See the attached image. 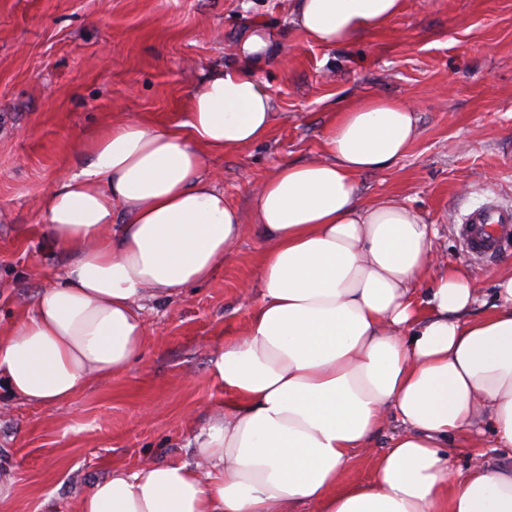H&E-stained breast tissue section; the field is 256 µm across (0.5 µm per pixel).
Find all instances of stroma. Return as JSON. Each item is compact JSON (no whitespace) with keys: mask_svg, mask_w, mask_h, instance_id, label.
<instances>
[{"mask_svg":"<svg viewBox=\"0 0 512 512\" xmlns=\"http://www.w3.org/2000/svg\"><path fill=\"white\" fill-rule=\"evenodd\" d=\"M291 0H0V336L70 262L48 234L41 198L82 168L112 117L174 126L204 74L237 61L257 22L285 31L261 73L276 120L258 145L206 161L224 199L249 210L283 162L319 155L326 126L366 96L415 109L418 135L389 168L360 175L362 202L400 198L436 225V252L462 266L482 299L512 268V247L471 257L462 214L512 205V0H405L384 29L349 46L313 43ZM263 240L247 235L211 279L145 313L147 343L123 375L63 406H32L0 382V512H78L112 468L178 462L205 472L190 441L224 403L211 367L248 321Z\"/></svg>","mask_w":512,"mask_h":512,"instance_id":"stroma-1","label":"stroma"}]
</instances>
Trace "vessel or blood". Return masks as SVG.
<instances>
[{
    "label": "vessel or blood",
    "instance_id": "b4317fda",
    "mask_svg": "<svg viewBox=\"0 0 512 512\" xmlns=\"http://www.w3.org/2000/svg\"><path fill=\"white\" fill-rule=\"evenodd\" d=\"M457 232L467 252L489 259L512 242V208L488 204L464 216Z\"/></svg>",
    "mask_w": 512,
    "mask_h": 512
}]
</instances>
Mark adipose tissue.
I'll return each instance as SVG.
<instances>
[{
	"label": "adipose tissue",
	"instance_id": "adipose-tissue-1",
	"mask_svg": "<svg viewBox=\"0 0 512 512\" xmlns=\"http://www.w3.org/2000/svg\"><path fill=\"white\" fill-rule=\"evenodd\" d=\"M404 0H292V22L323 46L384 28ZM280 51L255 26L238 63L209 72L185 121L113 118L42 210L71 261L13 332L0 380L31 405L62 404L125 373L147 341L144 303L207 281L250 231L265 241L258 301L213 363L224 405L186 463L112 470L79 512H512V271L471 315L465 270L432 246L405 203L364 204L356 179L389 167L417 134L414 109L366 97L337 112L319 159L278 164L249 212L229 205L208 157L265 140L275 112L259 72ZM428 283L423 300L415 287ZM399 423L368 481L342 485L355 455ZM483 424L509 463L455 469L448 445Z\"/></svg>",
	"mask_w": 512,
	"mask_h": 512
}]
</instances>
